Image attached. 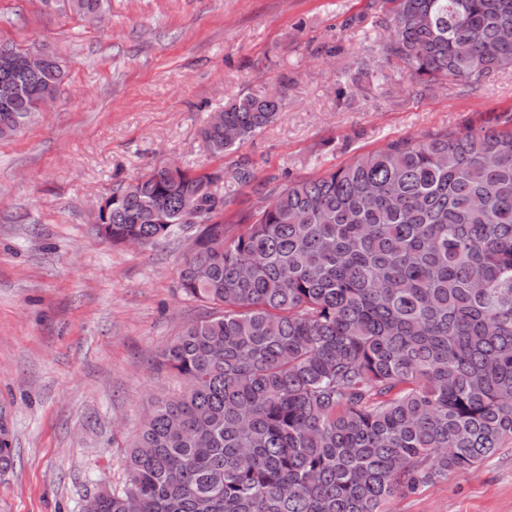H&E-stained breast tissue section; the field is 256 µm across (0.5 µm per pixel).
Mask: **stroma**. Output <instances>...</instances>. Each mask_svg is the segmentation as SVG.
<instances>
[{
	"label": "stroma",
	"instance_id": "stroma-1",
	"mask_svg": "<svg viewBox=\"0 0 512 512\" xmlns=\"http://www.w3.org/2000/svg\"><path fill=\"white\" fill-rule=\"evenodd\" d=\"M368 0H109L103 16L68 0H0V43L56 58L53 102L0 140V404L15 465L0 512H83L125 480L123 458L153 397L179 388L161 351L208 315L177 287L190 240L115 249L93 210L115 182L173 159L189 169L252 162L281 189L388 143L479 124L512 108V72L474 91L421 99L386 68L337 101L352 55L384 32ZM287 81L275 123L212 158L211 112ZM390 512H512V448L477 469L394 498Z\"/></svg>",
	"mask_w": 512,
	"mask_h": 512
}]
</instances>
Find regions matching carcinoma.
Wrapping results in <instances>:
<instances>
[{
	"mask_svg": "<svg viewBox=\"0 0 512 512\" xmlns=\"http://www.w3.org/2000/svg\"><path fill=\"white\" fill-rule=\"evenodd\" d=\"M107 0H70L91 16ZM385 36L353 58L341 102L397 62L404 92L475 88L512 70V0H372ZM0 120L54 94L62 71L11 69ZM285 93L224 106L201 130L217 159L274 123ZM255 180L153 169L99 204L114 247L192 240L178 275L214 312L159 367L185 388L157 399L122 488L85 512H386L392 498L512 446V110L408 137L268 192L224 220ZM203 207L190 218L185 201ZM0 424V474L14 468ZM261 198H263V195L257 193L252 185L243 187L236 186L234 202L228 207L224 217L232 219L236 212L256 211L261 203Z\"/></svg>",
	"mask_w": 512,
	"mask_h": 512,
	"instance_id": "1",
	"label": "carcinoma"
}]
</instances>
